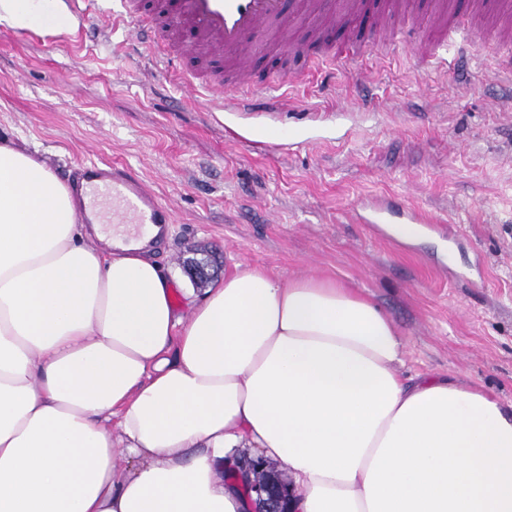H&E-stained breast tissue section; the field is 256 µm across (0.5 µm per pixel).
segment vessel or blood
<instances>
[{
  "mask_svg": "<svg viewBox=\"0 0 512 512\" xmlns=\"http://www.w3.org/2000/svg\"><path fill=\"white\" fill-rule=\"evenodd\" d=\"M65 0L73 31L93 25L102 34L117 26L134 29L136 38L157 68L175 78L181 87L209 97L216 112H249L261 106L264 112H282L283 102L254 84L252 69L240 65L230 71L204 73L191 67L200 54H249L255 51V35L284 21L283 0ZM304 17L317 18L321 29L333 27L334 12L324 0H302ZM71 183L91 197L84 221L100 222L101 202L111 201L112 221L135 225L131 242L143 238L147 226L166 229L172 222L169 206L127 164L94 162L74 168ZM360 220L365 224H425L428 216L418 207L390 208L369 198Z\"/></svg>",
  "mask_w": 512,
  "mask_h": 512,
  "instance_id": "b4317fda",
  "label": "vessel or blood"
}]
</instances>
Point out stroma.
Instances as JSON below:
<instances>
[{
  "mask_svg": "<svg viewBox=\"0 0 512 512\" xmlns=\"http://www.w3.org/2000/svg\"><path fill=\"white\" fill-rule=\"evenodd\" d=\"M385 28L340 14L345 42L372 43L357 71L303 73V54L266 46L259 79L287 94L281 115L212 114L126 49L129 32L62 42L65 5L28 30L0 19V135L57 175L86 159L138 168L174 222L155 262L203 295L225 274L337 276L382 308L403 337V377L481 384L512 401V82L497 0L465 6L477 50L430 61L448 31L432 0H371ZM442 216L405 241L358 220L368 196ZM210 258L207 283L186 258ZM477 287H470V280Z\"/></svg>",
  "mask_w": 512,
  "mask_h": 512,
  "instance_id": "1",
  "label": "stroma"
}]
</instances>
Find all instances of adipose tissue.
I'll list each match as a JSON object with an SVG mask.
<instances>
[{"label": "adipose tissue", "mask_w": 512, "mask_h": 512, "mask_svg": "<svg viewBox=\"0 0 512 512\" xmlns=\"http://www.w3.org/2000/svg\"><path fill=\"white\" fill-rule=\"evenodd\" d=\"M94 234L0 137V512H246L240 446L285 465L293 512H512V402L404 378L359 290L240 269L184 316Z\"/></svg>", "instance_id": "adipose-tissue-1"}]
</instances>
